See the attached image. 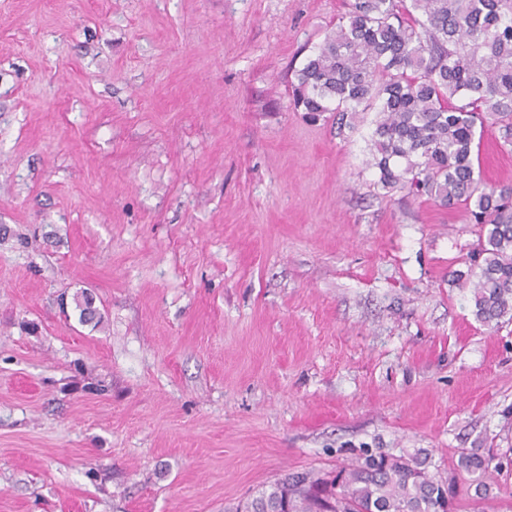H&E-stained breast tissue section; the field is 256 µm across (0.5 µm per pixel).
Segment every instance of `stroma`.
<instances>
[{
    "mask_svg": "<svg viewBox=\"0 0 512 512\" xmlns=\"http://www.w3.org/2000/svg\"><path fill=\"white\" fill-rule=\"evenodd\" d=\"M347 3L0 0V512H235L365 451L461 485L460 449L512 457L478 226L378 184L375 113L291 103ZM487 484L454 512H512V468Z\"/></svg>",
    "mask_w": 512,
    "mask_h": 512,
    "instance_id": "1",
    "label": "stroma"
}]
</instances>
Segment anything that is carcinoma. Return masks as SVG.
Listing matches in <instances>:
<instances>
[{"label":"carcinoma","mask_w":512,"mask_h":512,"mask_svg":"<svg viewBox=\"0 0 512 512\" xmlns=\"http://www.w3.org/2000/svg\"><path fill=\"white\" fill-rule=\"evenodd\" d=\"M293 101L313 121L336 113L339 130L373 107L372 166L384 188L402 186L445 208L464 206L481 225L477 320L512 319V185L475 170L476 126L495 117L512 148V0H350L348 11L295 72ZM475 494L502 463L459 451ZM456 482L415 458L369 455L314 477L291 473L245 512H450Z\"/></svg>","instance_id":"1"}]
</instances>
